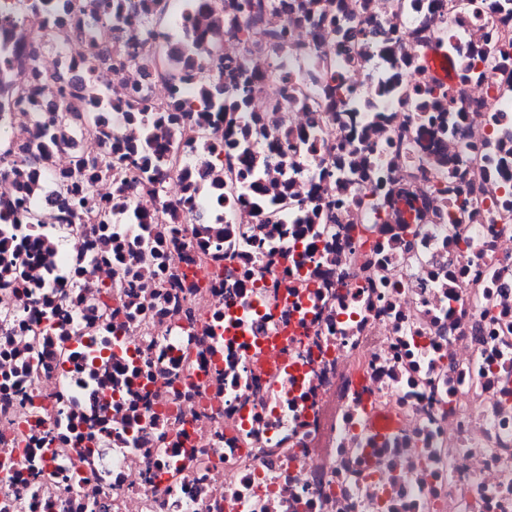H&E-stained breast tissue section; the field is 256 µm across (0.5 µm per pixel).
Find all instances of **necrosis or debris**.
<instances>
[{
    "label": "necrosis or debris",
    "mask_w": 512,
    "mask_h": 512,
    "mask_svg": "<svg viewBox=\"0 0 512 512\" xmlns=\"http://www.w3.org/2000/svg\"><path fill=\"white\" fill-rule=\"evenodd\" d=\"M82 3L72 45L96 44L112 140L137 142L131 89L158 112L174 83L113 67L141 29L95 43ZM303 3L247 36L195 15L264 75L255 109L230 123L195 99L159 124L178 161L158 190L134 173L84 189L111 223L67 222L59 194L105 156L96 114L72 113L46 162L39 113L0 110V154L43 173L33 224L0 176V512H512V0ZM327 12L369 32L354 58L315 37ZM35 22L0 54L45 105L70 70ZM431 46L455 109L424 95ZM202 130L230 148L202 153ZM353 143L370 171L342 165Z\"/></svg>",
    "instance_id": "necrosis-or-debris-1"
}]
</instances>
